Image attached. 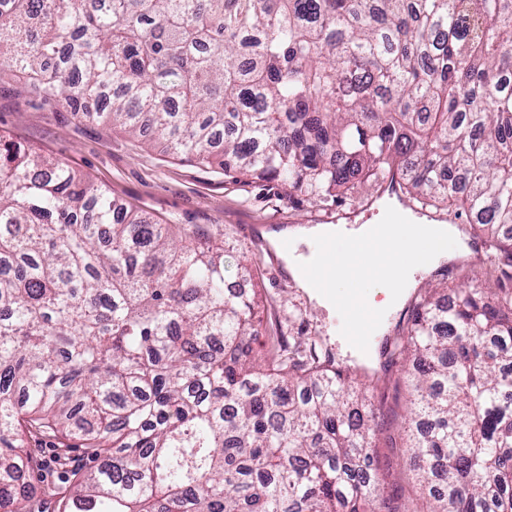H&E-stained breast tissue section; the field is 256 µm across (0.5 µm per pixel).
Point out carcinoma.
Here are the masks:
<instances>
[{"mask_svg":"<svg viewBox=\"0 0 512 512\" xmlns=\"http://www.w3.org/2000/svg\"><path fill=\"white\" fill-rule=\"evenodd\" d=\"M176 157L334 202L405 195L483 232L485 287L419 291L404 427L428 512H512V0H0V74ZM229 238L146 220L0 136V512H403L376 406L323 352L251 360ZM92 459L75 469L70 448ZM55 441L46 440L42 443V447L39 452V460L41 461V467L36 469L32 474V484L36 490L39 491L45 481L53 482L55 486V492L57 496H62L67 493L70 489L69 482L62 479L61 474L57 473V467L55 458L57 455V448H53ZM43 481L45 483H43Z\"/></svg>","mask_w":512,"mask_h":512,"instance_id":"1","label":"carcinoma"}]
</instances>
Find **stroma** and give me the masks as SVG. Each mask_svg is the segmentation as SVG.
Listing matches in <instances>:
<instances>
[{"label": "stroma", "mask_w": 512, "mask_h": 512, "mask_svg": "<svg viewBox=\"0 0 512 512\" xmlns=\"http://www.w3.org/2000/svg\"><path fill=\"white\" fill-rule=\"evenodd\" d=\"M0 133L47 158L66 162L85 178L111 190L119 203L160 224L197 225L233 236L253 263L254 283L265 305L263 321L251 346L256 358L272 350V338L320 336L337 350L339 366H355L342 355L344 322L338 314L315 306L288 276L275 246L260 230L266 226H311L360 219L374 224L384 217L362 195L342 203H317L297 194L287 196L278 182L232 177L218 166L179 159L157 144L131 136L111 125L82 120L66 109L40 104L21 90L17 77L0 78ZM487 260L456 255L416 276L417 287L466 279L483 283ZM368 375L376 384L374 401L380 410V433L369 455L375 467L388 473L384 495L403 496L411 512H424L426 502L416 489V477L406 462L400 435L408 391L402 384L400 361L378 358Z\"/></svg>", "instance_id": "obj_1"}]
</instances>
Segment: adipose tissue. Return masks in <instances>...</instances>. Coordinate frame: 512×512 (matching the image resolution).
<instances>
[{
  "mask_svg": "<svg viewBox=\"0 0 512 512\" xmlns=\"http://www.w3.org/2000/svg\"><path fill=\"white\" fill-rule=\"evenodd\" d=\"M427 233L434 236L432 245H425L418 236L412 218H402L396 224H363L346 228L342 224H325L295 230V237L320 238L345 243L337 253L333 266H321V273L331 282L346 285L362 280L373 283L367 297L370 308L390 311L397 308L414 280L400 277L394 271L397 256L408 255L416 269H428L451 257L459 239L454 228L447 224H430Z\"/></svg>",
  "mask_w": 512,
  "mask_h": 512,
  "instance_id": "ef3b65f1",
  "label": "adipose tissue"
}]
</instances>
